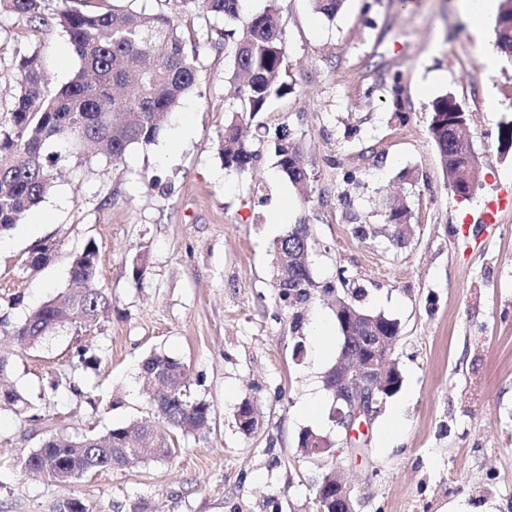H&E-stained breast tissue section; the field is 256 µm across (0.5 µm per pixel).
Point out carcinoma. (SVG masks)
Wrapping results in <instances>:
<instances>
[{"label":"carcinoma","instance_id":"1","mask_svg":"<svg viewBox=\"0 0 512 512\" xmlns=\"http://www.w3.org/2000/svg\"><path fill=\"white\" fill-rule=\"evenodd\" d=\"M167 10L153 13L118 10L65 9L57 14L68 37L78 69L64 84L52 88L40 52L21 57L18 91L10 112L0 116V235L25 221L52 187V166L62 154L81 155L93 145L112 161L125 158L134 146L156 141L181 99L200 80V44L187 42L178 31L177 15L194 13L224 20V81L235 86L232 118L224 126L220 153L224 167L250 169L256 155L242 136L241 122L266 109L273 97L286 92L283 63L286 33L275 5L252 15L243 13L245 0H165ZM18 15L33 27L49 23L46 0H0V12ZM496 52L512 59V32H495ZM455 98L445 94L431 104L429 133L436 144L443 178L455 176L453 147L448 143V119ZM278 166L308 202L313 190L310 175L298 160L299 144L288 128L276 130ZM393 242L401 245L412 233L409 206L393 202L386 211ZM311 234L301 222L288 228L275 243V270L281 299L296 306L311 298L313 280L308 256ZM51 257L48 247L36 245L24 260L32 271ZM71 281L77 289L58 292L32 309L7 335L23 347L38 345L59 327L86 328L111 306L98 287V248L87 245L75 255ZM141 375L164 383L151 384L150 402L158 417L184 435H202L210 427L211 409L187 390L188 367L166 353H153L141 364ZM154 434L151 425L134 421L104 435L43 438L22 463L51 482H61L60 470L73 481L89 472L112 470L137 463L163 461L171 451L130 448Z\"/></svg>","mask_w":512,"mask_h":512}]
</instances>
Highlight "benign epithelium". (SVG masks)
Segmentation results:
<instances>
[{"instance_id": "7a95c632", "label": "benign epithelium", "mask_w": 512, "mask_h": 512, "mask_svg": "<svg viewBox=\"0 0 512 512\" xmlns=\"http://www.w3.org/2000/svg\"><path fill=\"white\" fill-rule=\"evenodd\" d=\"M464 110H459L457 117L448 122V141L455 150L454 159L468 173L463 182L448 183L449 188L457 193L473 191L479 183V162L469 139L457 134L460 126L466 124ZM344 326L356 331L354 338L359 341V349L343 354L336 363V400L339 406L333 413L335 422L346 434V441L351 443L359 438L360 428L370 423L374 417V404L379 393L383 392V375L393 361L394 346L397 337L384 336L374 325H369L365 316L351 304H344L341 313ZM336 512H358L357 501L352 489L342 481L336 482Z\"/></svg>"}]
</instances>
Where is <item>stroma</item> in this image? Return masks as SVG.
<instances>
[{"label": "stroma", "instance_id": "1", "mask_svg": "<svg viewBox=\"0 0 512 512\" xmlns=\"http://www.w3.org/2000/svg\"><path fill=\"white\" fill-rule=\"evenodd\" d=\"M276 8L288 92L247 121L257 156L247 173L225 168L219 152L231 99L217 38L201 48V80L176 112L193 132L175 156L163 151L170 124L122 161L60 162L41 203L50 223L27 221L0 239V319L20 322L68 287L72 257L90 243L112 298L96 324L33 348L0 333L5 380L24 400L22 413L0 410V512H56L71 498L90 512H129L135 503L144 512H315L316 485L330 471L351 486L360 512H444L456 502L512 512V209L501 223L479 221L488 199L512 198V151L498 148L499 128L512 120V61L495 53V23L474 35L459 0H343L331 19L310 0ZM34 46L52 85L78 66L61 26L37 30L0 13V114ZM446 93L468 115L482 167L467 199L448 189L429 134L430 105ZM281 126L302 150L311 202L277 165L272 132ZM393 195L410 206L412 235L400 245L384 234L357 238L356 225L384 223ZM302 220L315 286L298 309L279 297L273 255ZM44 240L56 246L51 261L26 269ZM328 283L400 324L403 385L361 434L360 456L332 420L324 386L339 346L321 353L311 336L317 322H336L335 302L321 291ZM14 296L19 305H10ZM154 351L188 366L191 396L212 409L205 436H177L165 461L70 483L13 469L41 435L103 434L152 418L139 373ZM313 394L317 422L304 409ZM246 397L261 419L249 436L234 420ZM307 429L328 435L332 448L304 456L298 436Z\"/></svg>", "mask_w": 512, "mask_h": 512}]
</instances>
